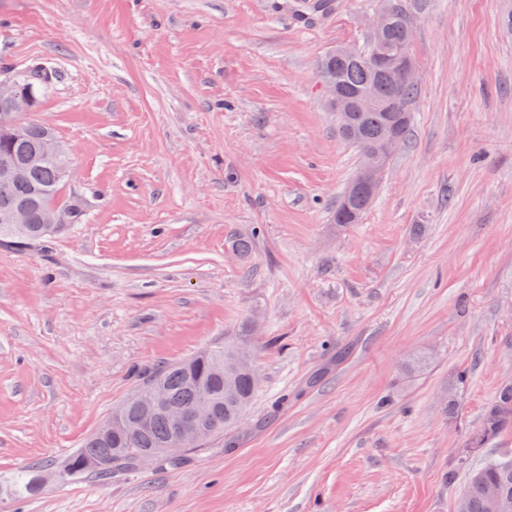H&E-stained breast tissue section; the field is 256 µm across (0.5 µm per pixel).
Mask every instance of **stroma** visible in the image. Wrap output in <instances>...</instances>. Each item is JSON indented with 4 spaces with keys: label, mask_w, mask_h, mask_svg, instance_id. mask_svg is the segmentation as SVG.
<instances>
[{
    "label": "stroma",
    "mask_w": 512,
    "mask_h": 512,
    "mask_svg": "<svg viewBox=\"0 0 512 512\" xmlns=\"http://www.w3.org/2000/svg\"><path fill=\"white\" fill-rule=\"evenodd\" d=\"M298 8L0 0V79L50 68L33 117L70 149L84 210L0 241V512H453L512 451V432L468 445L512 383V0H427L409 136L345 228L360 158L317 63L363 46L374 0ZM247 320L260 381L236 447L17 492L18 470L60 463Z\"/></svg>",
    "instance_id": "obj_1"
}]
</instances>
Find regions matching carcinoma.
<instances>
[{"instance_id": "cac0c4a2", "label": "carcinoma", "mask_w": 512, "mask_h": 512, "mask_svg": "<svg viewBox=\"0 0 512 512\" xmlns=\"http://www.w3.org/2000/svg\"><path fill=\"white\" fill-rule=\"evenodd\" d=\"M395 6L408 7L409 19L392 16L383 33L379 36L368 35L365 44L358 52L350 56L338 54V50L329 52L319 63L320 70L327 72L336 81L337 90L352 98L365 91H374L381 106L360 113L362 140L352 141L358 149L375 140L382 129L392 123L399 112L406 113V120L398 126L400 141H405L412 126L411 101L417 93V87L406 84L397 92H392V79L389 75L375 69L371 59L380 52L400 59L411 55V28L416 15L422 10V0H389ZM49 129L34 121L30 124L24 138L18 140L0 139V152L7 151L15 156L25 154L30 148L39 146L45 140ZM63 184L58 179L57 162L48 159L34 168L27 181L18 184H0V202L24 201L32 196V190L47 192L46 200L62 199ZM61 231L57 224H28L0 231V239L22 248L32 241L52 236ZM250 326H245L239 341H226L220 346L206 348L192 357L166 365L162 370L143 381L137 394L145 392L149 382L158 378L164 383V400L169 407L188 411L198 402L201 392L209 393L218 404V413L211 420L202 442L178 455L160 454L156 462L178 469L189 457L204 450L207 442L214 436L235 426L250 405L257 382L242 362L233 369L224 368L220 373L215 362L229 359L237 354L250 355L244 342L249 339ZM467 382L464 373L456 375L448 382V409L458 404L462 388ZM142 424L135 433L122 430L88 437L82 448L69 456L58 468L64 473L63 480L74 482L94 475L109 479L114 473H136L141 470L139 456L146 448H164L173 436V426L165 410L155 409L141 418ZM512 429V386L501 387L488 403L480 428L469 438V447L484 448L492 440ZM96 460L99 467L90 468L88 462ZM44 465L30 464L17 474V484L27 493L38 491L42 486ZM495 487L512 498V458L509 456L486 462L471 477L464 496L466 512H485V497L489 488Z\"/></svg>"}]
</instances>
